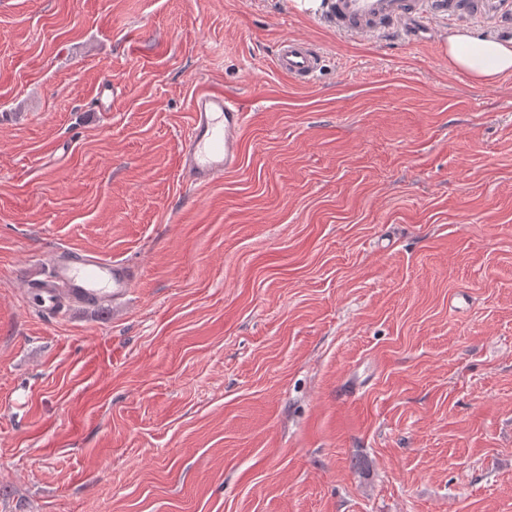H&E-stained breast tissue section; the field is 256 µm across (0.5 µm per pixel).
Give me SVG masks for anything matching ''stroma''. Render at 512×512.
Returning <instances> with one entry per match:
<instances>
[{
  "label": "stroma",
  "instance_id": "1",
  "mask_svg": "<svg viewBox=\"0 0 512 512\" xmlns=\"http://www.w3.org/2000/svg\"><path fill=\"white\" fill-rule=\"evenodd\" d=\"M448 31L0 0V512H512V75L452 70ZM287 35L315 81L276 69ZM215 86L242 161L193 188ZM54 247L142 274L47 317ZM322 54L299 39H282L275 58L276 68L300 82L312 80L321 70ZM191 112L179 150V173L183 183L196 187L240 164L245 112L235 96L215 89L199 91Z\"/></svg>",
  "mask_w": 512,
  "mask_h": 512
}]
</instances>
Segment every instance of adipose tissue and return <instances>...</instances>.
Returning <instances> with one entry per match:
<instances>
[{
	"instance_id": "ef3b65f1",
	"label": "adipose tissue",
	"mask_w": 512,
	"mask_h": 512,
	"mask_svg": "<svg viewBox=\"0 0 512 512\" xmlns=\"http://www.w3.org/2000/svg\"><path fill=\"white\" fill-rule=\"evenodd\" d=\"M448 64L474 82L490 85L512 74V41L475 36L465 28L448 34Z\"/></svg>"
}]
</instances>
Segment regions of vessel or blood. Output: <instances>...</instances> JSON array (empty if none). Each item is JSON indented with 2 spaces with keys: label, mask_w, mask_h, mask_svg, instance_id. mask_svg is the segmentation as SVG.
<instances>
[{
  "label": "vessel or blood",
  "mask_w": 512,
  "mask_h": 512,
  "mask_svg": "<svg viewBox=\"0 0 512 512\" xmlns=\"http://www.w3.org/2000/svg\"><path fill=\"white\" fill-rule=\"evenodd\" d=\"M319 11L344 32H399L415 40L438 19L453 25L492 17L497 35H512V19L505 15L503 0H322ZM322 62L319 51L288 37L282 39L275 58L281 73L300 82L312 80ZM191 112L179 150V173L183 183L196 187L239 165L245 112L235 96L215 89L199 91ZM47 264L48 279L26 289L47 315L62 304L93 309L116 306L141 275L133 263L61 248L50 251Z\"/></svg>",
  "instance_id": "vessel-or-blood-1"
}]
</instances>
